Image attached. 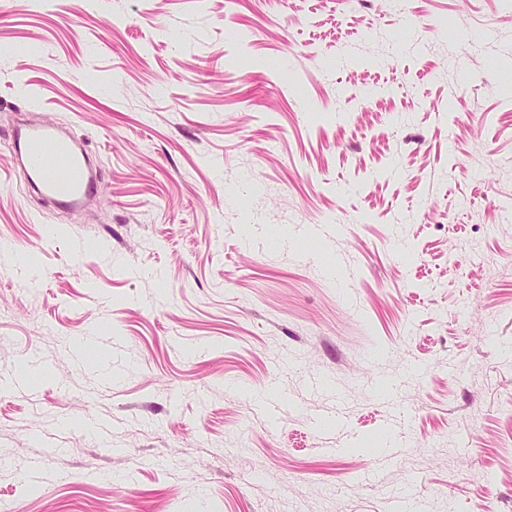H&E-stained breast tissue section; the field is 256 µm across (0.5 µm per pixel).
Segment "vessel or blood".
Returning <instances> with one entry per match:
<instances>
[{"instance_id": "obj_1", "label": "vessel or blood", "mask_w": 512, "mask_h": 512, "mask_svg": "<svg viewBox=\"0 0 512 512\" xmlns=\"http://www.w3.org/2000/svg\"><path fill=\"white\" fill-rule=\"evenodd\" d=\"M14 144L26 159L25 172L31 186L65 209H75L99 191L89 171L86 154L74 140L50 124H41L17 134Z\"/></svg>"}]
</instances>
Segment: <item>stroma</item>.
<instances>
[{
	"label": "stroma",
	"mask_w": 512,
	"mask_h": 512,
	"mask_svg": "<svg viewBox=\"0 0 512 512\" xmlns=\"http://www.w3.org/2000/svg\"><path fill=\"white\" fill-rule=\"evenodd\" d=\"M21 118L92 211L29 190ZM29 367L0 512H512V0H0ZM14 144L26 159L25 172L31 186L60 207L76 209L99 192L86 154L53 125L41 124L18 132Z\"/></svg>",
	"instance_id": "35a3bbf8"
}]
</instances>
